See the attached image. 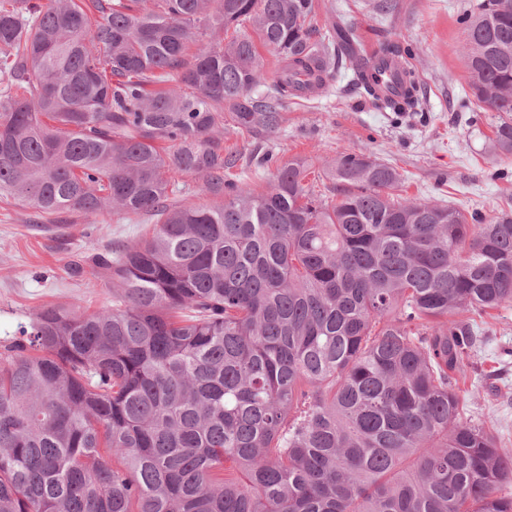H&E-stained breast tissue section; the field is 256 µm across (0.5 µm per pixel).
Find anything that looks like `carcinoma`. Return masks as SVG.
<instances>
[{"mask_svg":"<svg viewBox=\"0 0 512 512\" xmlns=\"http://www.w3.org/2000/svg\"><path fill=\"white\" fill-rule=\"evenodd\" d=\"M317 8L0 0V203L161 217L93 259L111 309L44 308L0 352V512H512V448L456 392L490 331L456 315L512 302V214L399 200L364 152L330 196L272 151L263 190L224 175V126L278 132L346 61L374 106L418 109L416 72L380 104L355 29ZM462 23L509 162L512 0ZM176 174L214 202L170 205Z\"/></svg>","mask_w":512,"mask_h":512,"instance_id":"obj_1","label":"carcinoma"}]
</instances>
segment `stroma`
<instances>
[{
    "instance_id": "35a3bbf8",
    "label": "stroma",
    "mask_w": 512,
    "mask_h": 512,
    "mask_svg": "<svg viewBox=\"0 0 512 512\" xmlns=\"http://www.w3.org/2000/svg\"><path fill=\"white\" fill-rule=\"evenodd\" d=\"M383 0H318L319 22L345 20L360 36L358 49L368 55L385 38L407 42L414 50L422 109L395 116L374 110L353 88L352 69L316 99L288 102V121L272 137L240 135L224 129V143L243 155L230 178L254 189L266 185L247 162L255 148L269 149L281 161L304 163L330 187L329 172L345 152L367 151L400 173L401 196L454 206L489 218L512 212V172L490 147L492 113L466 103L469 73L467 34L461 16L478 0H394L382 13ZM155 216L103 213L87 217L60 214L58 223L37 221L34 209L0 207V345L48 307L101 311L112 306V288L100 278L94 256L141 238ZM82 261V274L70 273L69 261ZM492 332L478 353L481 373L460 381L462 418L483 424L512 439V302L491 313Z\"/></svg>"
}]
</instances>
